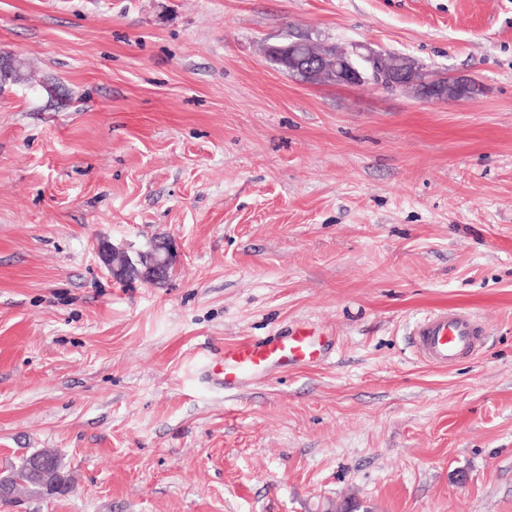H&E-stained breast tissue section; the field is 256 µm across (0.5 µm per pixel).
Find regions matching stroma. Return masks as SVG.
Instances as JSON below:
<instances>
[{
  "label": "stroma",
  "instance_id": "obj_1",
  "mask_svg": "<svg viewBox=\"0 0 512 512\" xmlns=\"http://www.w3.org/2000/svg\"><path fill=\"white\" fill-rule=\"evenodd\" d=\"M407 56L474 99L313 85L263 45ZM0 512H512V0H0ZM172 241L160 284L97 247ZM462 307L474 359L409 332ZM314 326L328 358L206 365ZM23 62L10 53H0V82H20L25 79L22 73ZM484 335L479 318L459 307L424 318L413 334V343L422 362L449 368L462 359L475 357ZM330 348L325 336L307 329H291L286 336L247 340L224 349L210 363L209 375L224 391L237 389L248 381L266 379L284 366L313 365L322 361ZM34 454L50 456L58 465L59 463L61 464L56 455L44 451H33L23 454L19 458L18 464L12 466L6 476H1L10 485L11 489H13V495L25 492L32 496H48L49 493L47 491H66L68 489V484H66V482L61 478V475L58 473L53 463L49 459L39 456L32 459L31 471L35 481L43 485L47 491L34 483L29 476L27 467L29 457Z\"/></svg>",
  "mask_w": 512,
  "mask_h": 512
}]
</instances>
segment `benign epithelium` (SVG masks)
Segmentation results:
<instances>
[{"label": "benign epithelium", "instance_id": "1", "mask_svg": "<svg viewBox=\"0 0 512 512\" xmlns=\"http://www.w3.org/2000/svg\"><path fill=\"white\" fill-rule=\"evenodd\" d=\"M268 58L278 62L288 75H301L304 82L309 84L332 83L334 85H357L372 82L366 68L359 67L350 61L344 62L341 68L336 67L334 60L322 52V45L309 43L303 47L288 43L269 45L266 47ZM364 59L378 75L379 86H384L389 75V65L386 60L369 54ZM23 62L10 53H0V82H20L24 80L22 73ZM457 79H448L447 84L427 88L425 97L436 100L447 99L448 89H454V98L465 97V92L456 85ZM98 256L103 265L120 281L140 279L146 283L157 284L166 281L171 274L176 255L172 242L159 238L151 242L146 251L130 254L128 249L101 243L97 247ZM31 471L36 482L43 485L47 491H65L68 484L61 478L53 463L43 457L32 459Z\"/></svg>", "mask_w": 512, "mask_h": 512}]
</instances>
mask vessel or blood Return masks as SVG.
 Wrapping results in <instances>:
<instances>
[{"mask_svg":"<svg viewBox=\"0 0 512 512\" xmlns=\"http://www.w3.org/2000/svg\"><path fill=\"white\" fill-rule=\"evenodd\" d=\"M484 329L470 310L455 308L424 318L414 332L418 358L437 368H449L462 359L475 357L481 348ZM330 348L326 337L304 329L287 335L247 340L225 348L211 362L209 375L225 390L249 381L268 378L281 367L313 365L322 361Z\"/></svg>","mask_w":512,"mask_h":512,"instance_id":"vessel-or-blood-1","label":"vessel or blood"}]
</instances>
